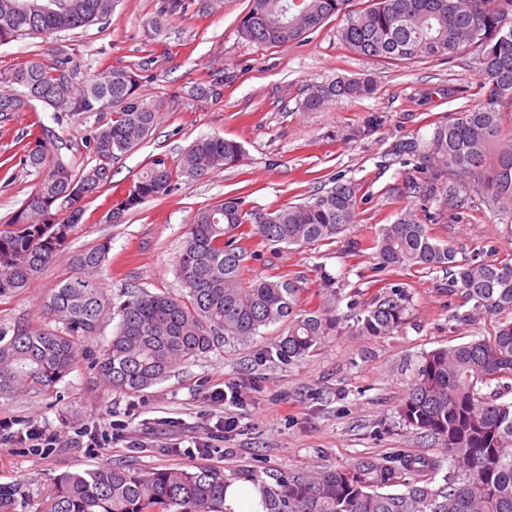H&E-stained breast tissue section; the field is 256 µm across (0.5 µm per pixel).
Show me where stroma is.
Masks as SVG:
<instances>
[{
  "label": "stroma",
  "mask_w": 512,
  "mask_h": 512,
  "mask_svg": "<svg viewBox=\"0 0 512 512\" xmlns=\"http://www.w3.org/2000/svg\"><path fill=\"white\" fill-rule=\"evenodd\" d=\"M164 3L118 0L108 23L0 45V69L33 57L50 60L60 48L72 53L82 75L108 65L148 64L151 78L141 93L162 112L152 135L114 163L110 184L88 200L67 252L28 288L0 296V328L45 324L43 301L71 274L69 253L104 241L111 251L102 280L113 302L135 288L182 294L175 261L198 210L236 196L245 208L268 212L304 202L338 180L359 188L353 228L333 242L298 249L247 240L244 276L295 280L305 306L313 308L324 306V280L332 278L342 322L301 361L266 357V347L283 330L277 324L245 343L225 340L223 347L177 365L165 380L138 392L113 389L82 358L51 391L0 398V419L33 420L58 438L54 448L0 446V488L10 493L5 512H39L58 475L101 465L217 467L232 481L266 486L291 472L347 467L363 456H441L440 441L403 425L399 405L424 353L487 338L496 329L497 317L470 314L461 293L449 291L442 271L382 270L352 249L354 241L409 209L436 237L448 240L457 261L512 258V224L480 203L455 213L432 195L401 196L408 181L423 184L427 177L412 158L388 153L392 143L429 138L436 123L453 119L455 109L478 104L484 74L475 53L372 61L340 40L342 16L329 18L303 42L262 47L238 31L250 0H190L188 9L168 13ZM160 13L165 26L156 34L151 21ZM219 75L221 98L193 96L194 88ZM364 75L376 81L374 95L305 109L312 85ZM451 85L461 91L454 101L446 95ZM36 120L51 131L67 161L79 168L92 163L84 140L94 117L61 126L37 104L1 120L0 225L38 181L34 169L20 163L15 143ZM213 134L243 146L242 166L181 179L171 195L131 210L125 223L104 222L113 195L136 181L149 156L163 153L178 160L197 137ZM394 289L407 297L400 327L380 338L357 335L354 314L376 294ZM229 387L243 395L233 411L239 427L198 454L196 437L223 412L211 395ZM113 421L124 424V441L99 448L76 443L78 433L108 431Z\"/></svg>",
  "instance_id": "1"
}]
</instances>
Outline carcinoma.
<instances>
[{"instance_id": "obj_1", "label": "carcinoma", "mask_w": 512, "mask_h": 512, "mask_svg": "<svg viewBox=\"0 0 512 512\" xmlns=\"http://www.w3.org/2000/svg\"><path fill=\"white\" fill-rule=\"evenodd\" d=\"M348 0H250L239 21L247 40L272 47L298 43L325 20L346 12ZM115 0H0V45L27 36H51L108 22ZM352 51L374 61L448 57L477 48L485 75L481 102L439 123L430 138L402 140L390 148L413 157L428 176L404 193L442 190V206L465 211L480 194L490 210L512 220V0H372L348 14L339 30ZM77 66L60 49L49 62L29 58L0 71V115L23 112L37 101L56 123L96 115L85 139L95 164L76 168L49 149V130L19 137L20 161L35 169V188L0 227V296L26 288L63 252L84 202L111 183L112 164L140 146L158 124L157 107L141 93V74L111 65L76 80ZM217 77L193 94L220 98ZM370 78H336L312 87L308 110L343 98L370 96ZM243 146L218 135L201 136L174 162L152 155L133 182L134 190L112 201V214H126L176 189L178 179L232 168ZM357 187L350 181L315 193L307 201L270 212L248 210L240 198L198 211L176 262L187 293L127 292L112 304L100 273L110 244L70 256L72 275L44 303L60 327L24 322L0 329V398L37 389L47 392L72 370L81 342L104 320L116 331L93 365L112 388L140 391L163 380L175 365L201 357L224 338L247 340L260 329L282 324L268 357L299 361L336 330L338 318L302 305L290 279L244 281L248 250L238 240L256 238L284 248L333 240L356 223ZM383 268L440 269L448 286L462 291L473 309L491 315L512 312V262L461 263L448 242L433 235L411 210L383 224L370 245ZM406 298L381 293L356 316L362 336H387L403 320ZM512 320L498 323L491 339H474L424 354L399 408L401 421L442 442L440 458L391 460L367 456L348 467L290 473L263 487L268 512H512ZM448 464L445 484H431ZM413 480L408 481L405 476ZM229 483L215 467H166L142 471L101 466L59 478L40 512H224Z\"/></svg>"}]
</instances>
